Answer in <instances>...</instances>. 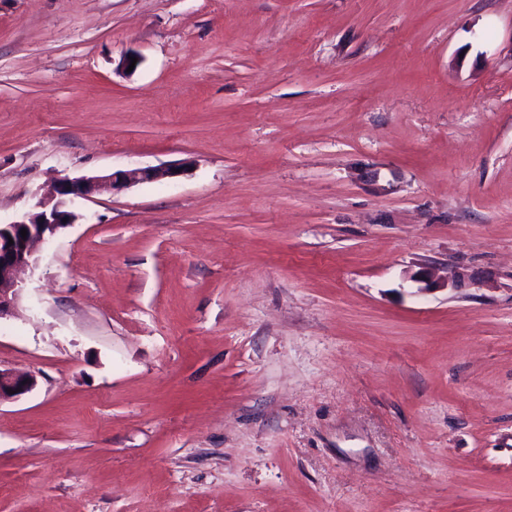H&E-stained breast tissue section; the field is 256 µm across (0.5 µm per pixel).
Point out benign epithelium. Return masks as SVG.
Wrapping results in <instances>:
<instances>
[{"instance_id":"7a95c632","label":"benign epithelium","mask_w":512,"mask_h":512,"mask_svg":"<svg viewBox=\"0 0 512 512\" xmlns=\"http://www.w3.org/2000/svg\"><path fill=\"white\" fill-rule=\"evenodd\" d=\"M178 175L177 168L144 167L119 170L106 175L63 178L55 187V195L38 202L37 210L18 221L0 224V320L18 315L19 300L25 285L17 272L35 265L37 247L49 241L56 232L73 223L75 215L66 208L72 198H90L95 194L121 190L138 183L156 182ZM27 230L21 236V230ZM37 385L30 372L0 367V402L16 400Z\"/></svg>"}]
</instances>
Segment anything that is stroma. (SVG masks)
I'll list each match as a JSON object with an SVG mask.
<instances>
[{"instance_id": "stroma-1", "label": "stroma", "mask_w": 512, "mask_h": 512, "mask_svg": "<svg viewBox=\"0 0 512 512\" xmlns=\"http://www.w3.org/2000/svg\"><path fill=\"white\" fill-rule=\"evenodd\" d=\"M169 164L0 321V512H512V0H0V224ZM37 385L36 377L30 372H20L0 366V403L16 400L31 392ZM8 389L14 391L10 394Z\"/></svg>"}]
</instances>
